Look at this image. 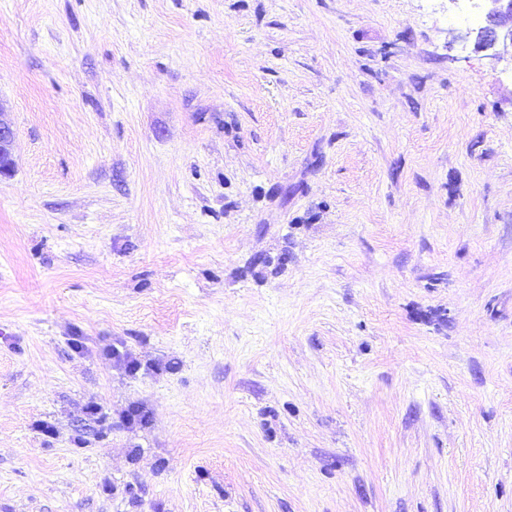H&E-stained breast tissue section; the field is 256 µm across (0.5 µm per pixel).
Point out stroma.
<instances>
[{
	"label": "stroma",
	"mask_w": 512,
	"mask_h": 512,
	"mask_svg": "<svg viewBox=\"0 0 512 512\" xmlns=\"http://www.w3.org/2000/svg\"><path fill=\"white\" fill-rule=\"evenodd\" d=\"M465 6L0 0V512H512ZM14 140L15 130L9 112H5L4 104L0 101V178L11 177L15 170Z\"/></svg>",
	"instance_id": "1"
}]
</instances>
